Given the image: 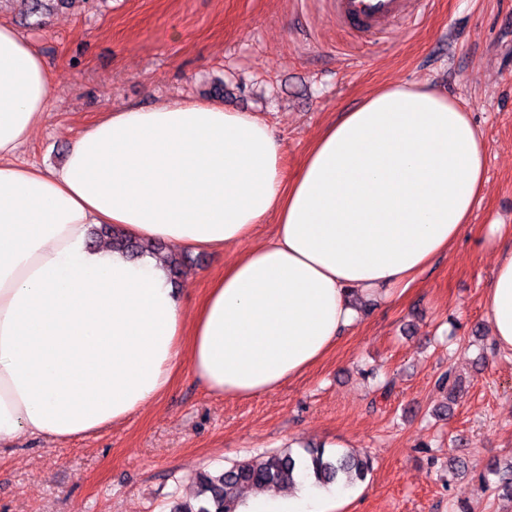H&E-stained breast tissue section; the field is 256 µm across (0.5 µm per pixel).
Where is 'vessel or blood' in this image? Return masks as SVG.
I'll list each match as a JSON object with an SVG mask.
<instances>
[{
    "label": "vessel or blood",
    "instance_id": "obj_1",
    "mask_svg": "<svg viewBox=\"0 0 512 512\" xmlns=\"http://www.w3.org/2000/svg\"><path fill=\"white\" fill-rule=\"evenodd\" d=\"M332 15L356 38L377 40L386 26L396 20L415 24L430 10L433 0H329Z\"/></svg>",
    "mask_w": 512,
    "mask_h": 512
}]
</instances>
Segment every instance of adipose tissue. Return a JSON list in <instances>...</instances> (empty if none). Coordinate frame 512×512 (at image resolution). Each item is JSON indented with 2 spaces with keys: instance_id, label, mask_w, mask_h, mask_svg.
Returning a JSON list of instances; mask_svg holds the SVG:
<instances>
[{
  "instance_id": "adipose-tissue-1",
  "label": "adipose tissue",
  "mask_w": 512,
  "mask_h": 512,
  "mask_svg": "<svg viewBox=\"0 0 512 512\" xmlns=\"http://www.w3.org/2000/svg\"><path fill=\"white\" fill-rule=\"evenodd\" d=\"M54 75L0 24V446L69 441L154 405L187 367L208 392L248 399L307 372L359 312L465 233L486 186V144L456 100L414 84L377 89L314 142L293 178L270 125L218 103L127 106L75 138L63 165L19 161ZM272 242L226 265L185 309L165 262L88 245L94 224L180 249ZM485 300L512 352V242ZM353 489L249 496L240 512H345Z\"/></svg>"
}]
</instances>
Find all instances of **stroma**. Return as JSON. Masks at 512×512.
<instances>
[{
	"mask_svg": "<svg viewBox=\"0 0 512 512\" xmlns=\"http://www.w3.org/2000/svg\"><path fill=\"white\" fill-rule=\"evenodd\" d=\"M26 0H0L55 72L49 110L22 160L63 163L70 142L107 110L175 98L219 101L264 118L295 176L323 129L383 85L426 83L456 99L487 146L486 188L465 234L401 295L375 299L317 366L267 395L223 398L180 369L162 399L126 423L57 444L24 435L0 450V512H169L195 497L198 476L304 445L370 455L374 470L348 512H512L479 494L486 464L512 453V354L492 349L485 287L498 249L492 224L512 226V0H435L413 30L393 25L385 50L350 39L324 0H77L44 27ZM186 252L175 287L193 307L252 245ZM463 393L451 415L437 377ZM391 379L388 396L377 379ZM465 460L449 478L441 464Z\"/></svg>",
	"mask_w": 512,
	"mask_h": 512,
	"instance_id": "stroma-1",
	"label": "stroma"
}]
</instances>
